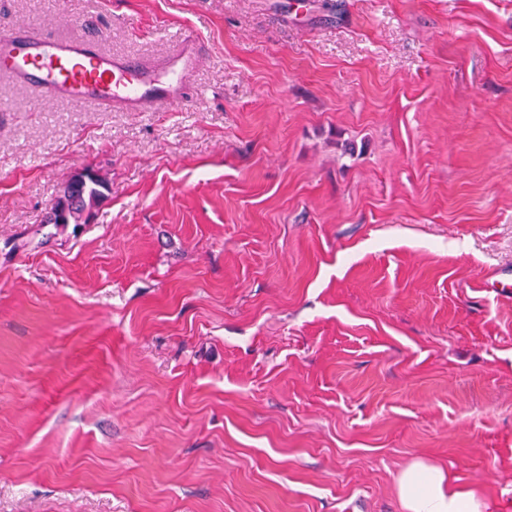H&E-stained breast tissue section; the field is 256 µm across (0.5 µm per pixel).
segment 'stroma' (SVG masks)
<instances>
[{
	"instance_id": "stroma-1",
	"label": "stroma",
	"mask_w": 512,
	"mask_h": 512,
	"mask_svg": "<svg viewBox=\"0 0 512 512\" xmlns=\"http://www.w3.org/2000/svg\"><path fill=\"white\" fill-rule=\"evenodd\" d=\"M177 112L0 75V512H512V0H0ZM110 184L47 237L62 183ZM398 494L405 512H484L486 506L472 492L454 487L443 469L415 461L398 478Z\"/></svg>"
}]
</instances>
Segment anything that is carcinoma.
I'll list each match as a JSON object with an SVG mask.
<instances>
[{"label": "carcinoma", "instance_id": "cac0c4a2", "mask_svg": "<svg viewBox=\"0 0 512 512\" xmlns=\"http://www.w3.org/2000/svg\"><path fill=\"white\" fill-rule=\"evenodd\" d=\"M108 191V182L101 177H70L62 184L48 212L46 225L53 227L54 231L47 233L46 237L64 232L71 224L89 223L93 208L104 200Z\"/></svg>", "mask_w": 512, "mask_h": 512}]
</instances>
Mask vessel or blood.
<instances>
[{
  "label": "vessel or blood",
  "mask_w": 512,
  "mask_h": 512,
  "mask_svg": "<svg viewBox=\"0 0 512 512\" xmlns=\"http://www.w3.org/2000/svg\"><path fill=\"white\" fill-rule=\"evenodd\" d=\"M199 53L195 36L181 38L164 59L151 63L116 56L94 39L73 40L28 25L0 32V73L40 96L91 104L107 112L118 107L147 112L189 102L187 81Z\"/></svg>",
  "instance_id": "obj_1"
}]
</instances>
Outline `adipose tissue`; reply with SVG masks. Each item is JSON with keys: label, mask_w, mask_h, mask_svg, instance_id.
Here are the masks:
<instances>
[{"label": "adipose tissue", "mask_w": 512, "mask_h": 512, "mask_svg": "<svg viewBox=\"0 0 512 512\" xmlns=\"http://www.w3.org/2000/svg\"><path fill=\"white\" fill-rule=\"evenodd\" d=\"M398 494L405 512H485L472 492L454 487L447 472L422 461L400 473Z\"/></svg>", "instance_id": "ef3b65f1"}]
</instances>
